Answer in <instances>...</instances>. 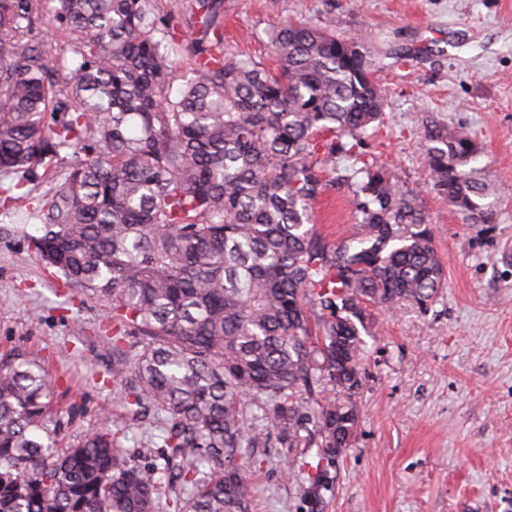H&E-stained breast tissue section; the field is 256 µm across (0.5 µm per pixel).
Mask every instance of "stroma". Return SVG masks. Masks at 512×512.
Masks as SVG:
<instances>
[{
    "mask_svg": "<svg viewBox=\"0 0 512 512\" xmlns=\"http://www.w3.org/2000/svg\"><path fill=\"white\" fill-rule=\"evenodd\" d=\"M155 4L186 63L195 0ZM287 20L330 21L373 60L387 106L366 150L401 184L429 180L419 149L427 119L465 127L480 147L474 166L491 187L494 221L466 223L424 193L445 288L423 307L374 310L357 430L336 462L273 433L247 449L251 512H512V0H224L223 49L273 64L268 34ZM313 219L331 240L355 223L333 189ZM37 229L26 210L0 207V352L48 357L60 447L118 424L139 462H154L160 437L128 418L127 385L108 375L112 347L96 333L106 307L47 273L28 246ZM314 464L317 482L306 478Z\"/></svg>",
    "mask_w": 512,
    "mask_h": 512,
    "instance_id": "obj_1",
    "label": "stroma"
}]
</instances>
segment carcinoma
<instances>
[{"instance_id":"obj_1","label":"carcinoma","mask_w":512,"mask_h":512,"mask_svg":"<svg viewBox=\"0 0 512 512\" xmlns=\"http://www.w3.org/2000/svg\"><path fill=\"white\" fill-rule=\"evenodd\" d=\"M197 5L179 71L151 0H0V174L24 177L0 204L29 210L43 264L108 307L99 333L112 379L134 380L128 412L164 414L159 466L136 464L121 428L58 448L42 356L1 354L0 512H250L243 449L269 429L342 455L369 307L424 306L445 286L422 190L364 150L387 101L374 63L294 22L269 33L276 72L216 55L224 0ZM420 151L432 189L492 223L472 136L430 120ZM54 165L34 196L25 180ZM333 187L357 220L336 242L311 223ZM319 382L333 395L310 403ZM261 403L263 431L248 424Z\"/></svg>"}]
</instances>
